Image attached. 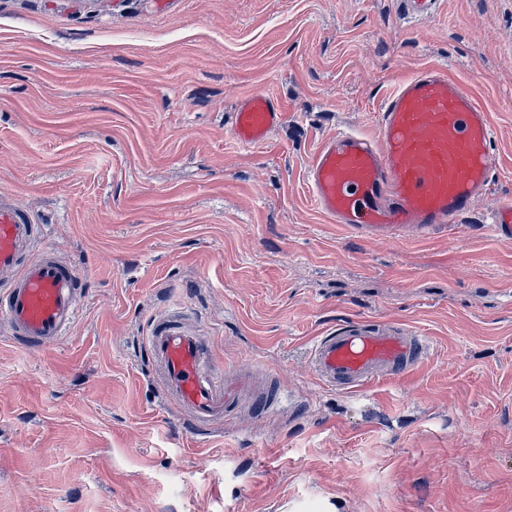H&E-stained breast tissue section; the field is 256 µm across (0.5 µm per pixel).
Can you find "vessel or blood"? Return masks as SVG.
<instances>
[{
    "instance_id": "obj_1",
    "label": "vessel or blood",
    "mask_w": 512,
    "mask_h": 512,
    "mask_svg": "<svg viewBox=\"0 0 512 512\" xmlns=\"http://www.w3.org/2000/svg\"><path fill=\"white\" fill-rule=\"evenodd\" d=\"M284 119L274 99L249 95L236 107L231 134L238 143L262 145ZM494 139L482 101L447 67L429 64L385 93L372 134L343 130L319 144L308 190L328 223L356 237L423 239L452 227L486 194ZM489 230L512 242L511 199L496 207ZM37 235L30 214L0 198V273L10 276L0 290V323L23 350L60 341L79 310V272L52 250L35 251ZM145 348L164 390L196 423L230 416L250 385L176 321L153 320ZM430 351L418 331L359 321L317 337L307 365L320 384L357 393L416 369Z\"/></svg>"
}]
</instances>
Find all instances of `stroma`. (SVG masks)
I'll return each instance as SVG.
<instances>
[{
  "instance_id": "35a3bbf8",
  "label": "stroma",
  "mask_w": 512,
  "mask_h": 512,
  "mask_svg": "<svg viewBox=\"0 0 512 512\" xmlns=\"http://www.w3.org/2000/svg\"><path fill=\"white\" fill-rule=\"evenodd\" d=\"M442 63L486 104L490 189L451 235L364 241L306 175ZM286 118L230 135L244 96ZM82 274L67 336L0 326V512H512V0H0V195ZM267 370L277 410L191 426L144 339L161 313ZM367 320L429 336L411 372L346 394L312 340ZM284 119L283 107L270 96L249 95L237 104L231 134L238 143L262 145L282 126ZM490 232L501 242H512V200L499 203L493 213Z\"/></svg>"
}]
</instances>
